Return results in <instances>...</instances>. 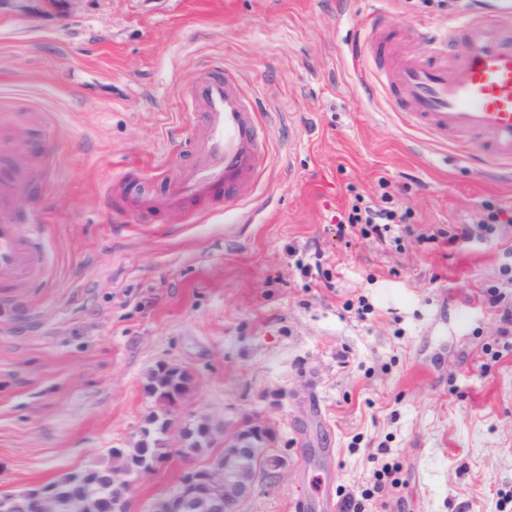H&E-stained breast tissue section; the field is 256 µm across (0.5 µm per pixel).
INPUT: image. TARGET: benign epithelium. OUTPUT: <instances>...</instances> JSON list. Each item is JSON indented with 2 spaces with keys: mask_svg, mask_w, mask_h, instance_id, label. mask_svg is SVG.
<instances>
[{
  "mask_svg": "<svg viewBox=\"0 0 512 512\" xmlns=\"http://www.w3.org/2000/svg\"><path fill=\"white\" fill-rule=\"evenodd\" d=\"M287 469L288 458L275 448L272 431L255 422L236 447L224 449V479L215 478L208 468L186 469L175 491L156 500L152 512H245L256 488L279 480ZM105 482L93 469L77 471L71 512H101L106 498L95 489ZM50 505H59L58 495L44 485L0 493V512H47Z\"/></svg>",
  "mask_w": 512,
  "mask_h": 512,
  "instance_id": "obj_1",
  "label": "benign epithelium"
}]
</instances>
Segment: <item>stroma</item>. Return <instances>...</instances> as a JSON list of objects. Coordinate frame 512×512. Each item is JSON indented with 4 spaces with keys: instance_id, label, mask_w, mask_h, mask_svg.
Segmentation results:
<instances>
[{
    "instance_id": "obj_1",
    "label": "stroma",
    "mask_w": 512,
    "mask_h": 512,
    "mask_svg": "<svg viewBox=\"0 0 512 512\" xmlns=\"http://www.w3.org/2000/svg\"><path fill=\"white\" fill-rule=\"evenodd\" d=\"M405 28L452 17L420 0H25L0 10V212L31 221L44 278L0 293V491L109 463L137 441L173 445L145 386L161 362L192 369L176 423L209 415L273 430L290 468L248 512H343L382 468L402 482L386 512H512V352L475 297L512 263V224L469 246L408 237L385 249L337 224L379 181L418 227L512 206V177L389 115L356 81L361 19ZM259 93L268 159L223 203L157 207L187 175L203 72ZM322 253L329 281L299 263ZM365 297L367 313L353 303ZM204 455L136 479L150 512Z\"/></svg>"
}]
</instances>
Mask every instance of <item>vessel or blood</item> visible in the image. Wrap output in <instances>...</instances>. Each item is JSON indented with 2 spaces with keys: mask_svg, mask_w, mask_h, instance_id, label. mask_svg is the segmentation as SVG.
<instances>
[{
  "mask_svg": "<svg viewBox=\"0 0 512 512\" xmlns=\"http://www.w3.org/2000/svg\"><path fill=\"white\" fill-rule=\"evenodd\" d=\"M395 26L374 12L358 25L356 54L374 65L357 76L377 87L403 122L442 145L477 139L483 165L512 164V0L472 9L442 29L420 28L425 55L396 52ZM189 104L202 117L189 174L159 200L174 210L184 196L224 197L248 191L266 157L267 125L254 92L227 73L191 84ZM45 256L21 224L0 214V288H26L44 273Z\"/></svg>",
  "mask_w": 512,
  "mask_h": 512,
  "instance_id": "b4317fda",
  "label": "vessel or blood"
}]
</instances>
